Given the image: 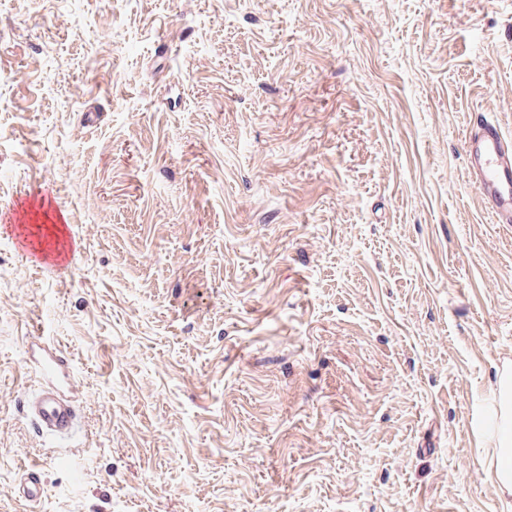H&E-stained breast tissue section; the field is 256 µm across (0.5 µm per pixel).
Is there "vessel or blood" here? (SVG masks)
Returning a JSON list of instances; mask_svg holds the SVG:
<instances>
[{
	"label": "vessel or blood",
	"mask_w": 512,
	"mask_h": 512,
	"mask_svg": "<svg viewBox=\"0 0 512 512\" xmlns=\"http://www.w3.org/2000/svg\"><path fill=\"white\" fill-rule=\"evenodd\" d=\"M468 171L487 203V210L499 224L512 223V144L500 128L483 122L468 137ZM43 379L39 392L29 403V412L37 427L46 435L65 437L76 427L77 417L65 388L72 380L69 358L54 351L40 362ZM19 495L30 503H38L44 493L41 473L26 468L17 485Z\"/></svg>",
	"instance_id": "obj_1"
}]
</instances>
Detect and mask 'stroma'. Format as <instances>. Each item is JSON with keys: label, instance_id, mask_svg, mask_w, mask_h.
Returning a JSON list of instances; mask_svg holds the SVG:
<instances>
[{"label": "stroma", "instance_id": "1", "mask_svg": "<svg viewBox=\"0 0 512 512\" xmlns=\"http://www.w3.org/2000/svg\"><path fill=\"white\" fill-rule=\"evenodd\" d=\"M479 118L512 138V0H0V213L80 250L0 221V512H512ZM43 384L29 403V412L41 432L52 437H66L76 427L73 404L65 387L72 380L69 358L60 350L44 357L38 366ZM17 485L19 495L29 503H38L44 493L41 473L36 467L26 468Z\"/></svg>", "mask_w": 512, "mask_h": 512}]
</instances>
